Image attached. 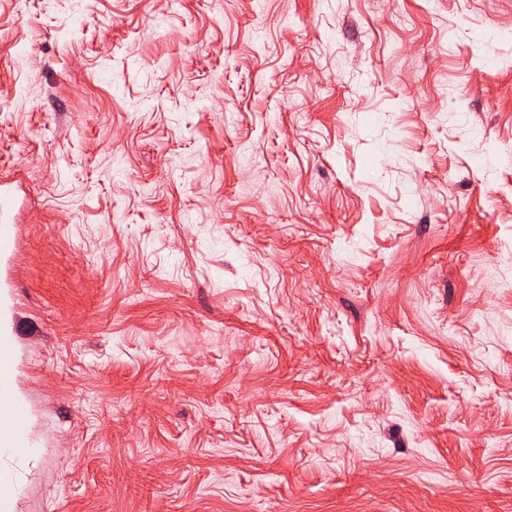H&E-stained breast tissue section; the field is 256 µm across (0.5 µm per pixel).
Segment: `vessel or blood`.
<instances>
[{
    "label": "vessel or blood",
    "mask_w": 512,
    "mask_h": 512,
    "mask_svg": "<svg viewBox=\"0 0 512 512\" xmlns=\"http://www.w3.org/2000/svg\"><path fill=\"white\" fill-rule=\"evenodd\" d=\"M18 248V220L15 213V196L8 179H0V279L12 276L10 266ZM14 346L11 338H0V442L14 443L15 447L27 445L26 407L15 400L13 377Z\"/></svg>",
    "instance_id": "obj_1"
}]
</instances>
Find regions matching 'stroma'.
<instances>
[{
    "instance_id": "stroma-1",
    "label": "stroma",
    "mask_w": 512,
    "mask_h": 512,
    "mask_svg": "<svg viewBox=\"0 0 512 512\" xmlns=\"http://www.w3.org/2000/svg\"><path fill=\"white\" fill-rule=\"evenodd\" d=\"M12 512H512V0H0ZM11 181L0 179V286L2 278L11 282L10 261L18 248V220L15 213V196L11 192ZM2 261L6 264L2 266ZM14 346L11 337L0 338V442L14 451L29 448L26 439L28 412L14 399ZM7 442H14L9 446Z\"/></svg>"
}]
</instances>
